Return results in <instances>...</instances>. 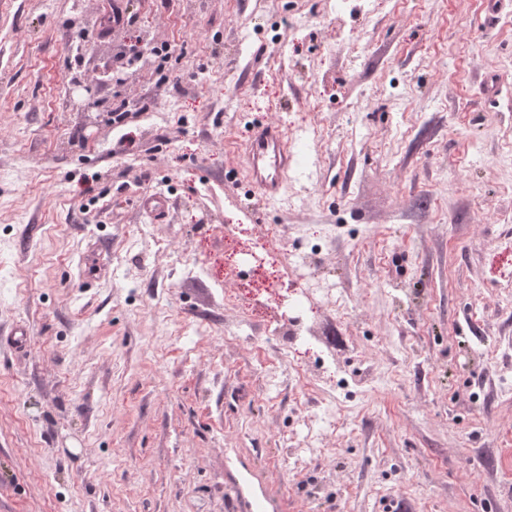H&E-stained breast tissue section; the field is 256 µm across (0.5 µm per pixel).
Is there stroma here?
<instances>
[{
    "mask_svg": "<svg viewBox=\"0 0 512 512\" xmlns=\"http://www.w3.org/2000/svg\"><path fill=\"white\" fill-rule=\"evenodd\" d=\"M493 2L123 0L110 25V0H0V512H230L253 490L271 512H512V7ZM262 120L319 129L275 203L239 161ZM155 192L163 224L136 206ZM270 224L343 298L312 301L285 354L224 270L225 226ZM176 248L206 277L174 274ZM323 408L330 451L294 469Z\"/></svg>",
    "mask_w": 512,
    "mask_h": 512,
    "instance_id": "35a3bbf8",
    "label": "stroma"
}]
</instances>
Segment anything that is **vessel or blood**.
Listing matches in <instances>:
<instances>
[{"label":"vessel or blood","instance_id":"b4317fda","mask_svg":"<svg viewBox=\"0 0 512 512\" xmlns=\"http://www.w3.org/2000/svg\"><path fill=\"white\" fill-rule=\"evenodd\" d=\"M246 170L251 187L267 201L283 197L288 177L294 171L299 147L289 141L281 126L255 123L244 143ZM139 209L153 221H162L168 210L165 196L154 193L140 197Z\"/></svg>","mask_w":512,"mask_h":512}]
</instances>
